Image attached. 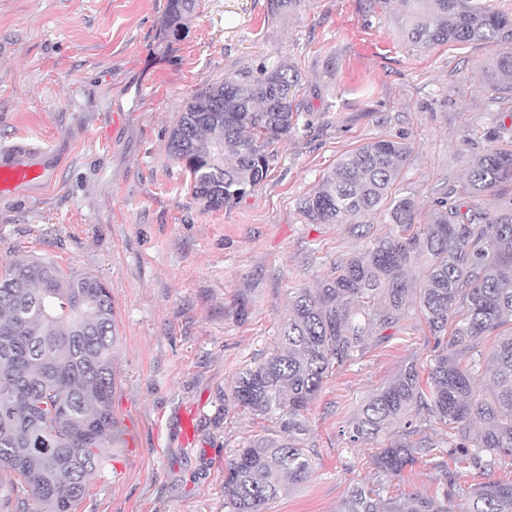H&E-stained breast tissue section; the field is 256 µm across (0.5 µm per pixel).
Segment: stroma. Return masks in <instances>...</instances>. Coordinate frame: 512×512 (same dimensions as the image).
Here are the masks:
<instances>
[{"label":"stroma","instance_id":"35a3bbf8","mask_svg":"<svg viewBox=\"0 0 512 512\" xmlns=\"http://www.w3.org/2000/svg\"><path fill=\"white\" fill-rule=\"evenodd\" d=\"M197 0L181 40L163 42L168 0H0V150L27 141L44 182L0 195V271L36 257L112 294V415L119 439L76 512H224V472L267 421L225 404L237 372L270 347L288 291L314 288L364 251L347 224H309L299 201L337 159L408 143L402 184L428 214L439 190L465 197L471 158L512 130L492 118V48L406 40L396 0ZM285 62L298 75L297 130L275 145L261 187L214 210L194 199L167 142L186 104L224 76ZM435 338L418 305L335 367L306 412L312 473L265 512H338L377 486L386 438L348 424L406 362L427 367ZM199 407L197 442L178 422ZM433 462L407 466L395 493L435 494Z\"/></svg>","mask_w":512,"mask_h":512}]
</instances>
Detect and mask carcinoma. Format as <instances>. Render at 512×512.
I'll use <instances>...</instances> for the list:
<instances>
[{"mask_svg":"<svg viewBox=\"0 0 512 512\" xmlns=\"http://www.w3.org/2000/svg\"><path fill=\"white\" fill-rule=\"evenodd\" d=\"M412 46L512 37V14L485 0H398ZM196 0H169L162 38L183 37ZM491 75L512 80V53L498 54ZM297 76L282 63L259 76L238 73L188 101L170 132L169 155L190 174L195 199L220 209L255 191L275 162L272 146L296 129L290 97ZM408 146L378 140L341 156L322 186L303 198L309 224H348L382 211L391 225L363 253L334 262L318 288L288 289V313L269 352L239 372L232 402L274 423L239 448L226 466L224 512H265V505L312 472L305 411L336 366L365 353V337L403 322L413 299L437 336L426 377L416 363L368 399L348 427L352 442L376 440L409 413L375 465L386 482L439 454L474 469L483 454L512 457V208L493 214L442 193L426 222L415 224L416 194L401 186ZM512 184V150L488 144L472 161L467 193ZM421 265L413 281L408 271ZM456 320L445 336L450 316ZM493 338L487 353L478 341ZM112 297L95 276L75 277L42 259L18 260L0 274V471L18 482L34 512H75L104 451L117 440L112 417ZM481 373L488 387L473 378ZM483 424L471 437L473 420ZM449 426L448 448L425 429ZM434 496L382 498L384 485L351 488L340 512H448L455 473L444 461ZM465 512H512V481L467 492Z\"/></svg>","mask_w":512,"mask_h":512,"instance_id":"carcinoma-1","label":"carcinoma"}]
</instances>
